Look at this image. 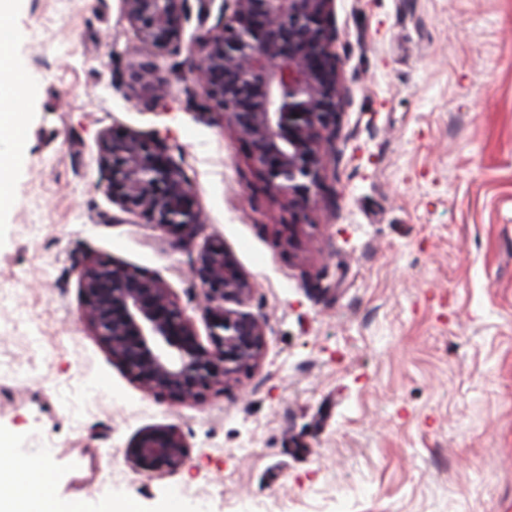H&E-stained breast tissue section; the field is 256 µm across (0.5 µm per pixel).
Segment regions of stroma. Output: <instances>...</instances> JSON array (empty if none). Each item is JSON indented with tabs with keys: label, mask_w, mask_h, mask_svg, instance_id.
<instances>
[{
	"label": "stroma",
	"mask_w": 512,
	"mask_h": 512,
	"mask_svg": "<svg viewBox=\"0 0 512 512\" xmlns=\"http://www.w3.org/2000/svg\"><path fill=\"white\" fill-rule=\"evenodd\" d=\"M23 149L0 210V438L97 512H512V0H333L345 98L321 198H275L206 105L188 50L134 88L120 0H18ZM166 137L204 214L181 239L101 190L106 128ZM335 195V208L323 199ZM221 238L265 323L259 365L183 405L143 391L78 320L87 256L164 276ZM177 426L181 470L123 450Z\"/></svg>",
	"instance_id": "obj_1"
}]
</instances>
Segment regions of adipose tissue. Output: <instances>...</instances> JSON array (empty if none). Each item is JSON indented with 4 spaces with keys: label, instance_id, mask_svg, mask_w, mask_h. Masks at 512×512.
I'll use <instances>...</instances> for the list:
<instances>
[{
    "label": "adipose tissue",
    "instance_id": "1",
    "mask_svg": "<svg viewBox=\"0 0 512 512\" xmlns=\"http://www.w3.org/2000/svg\"><path fill=\"white\" fill-rule=\"evenodd\" d=\"M15 7V0H0V207H8L7 173L15 159V139L20 133V117L15 110L16 91L24 75L7 52L14 32L3 21ZM29 464L17 449L0 447V512H68V503L57 500L49 481L31 487Z\"/></svg>",
    "mask_w": 512,
    "mask_h": 512
}]
</instances>
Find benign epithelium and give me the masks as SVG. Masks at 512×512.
Wrapping results in <instances>:
<instances>
[{
    "label": "benign epithelium",
    "instance_id": "1",
    "mask_svg": "<svg viewBox=\"0 0 512 512\" xmlns=\"http://www.w3.org/2000/svg\"><path fill=\"white\" fill-rule=\"evenodd\" d=\"M142 58L135 78L162 104L167 85L155 56L178 51L189 0H120ZM198 33L191 51L203 92L224 124L250 147L253 166L269 190L290 206H307L321 188L333 145L336 109L344 97L332 49V0H221L217 23L207 21L214 0H197ZM103 192L122 211L185 237L202 223L198 203L167 143L132 132L104 130ZM194 320L157 273L88 257L79 271L80 319L145 392L194 404L224 392L229 378L256 367L265 345L257 316L230 308L244 304L253 286L218 239L199 250L191 268ZM189 458L174 426L142 431L125 450L131 469L151 477L177 472Z\"/></svg>",
    "mask_w": 512,
    "mask_h": 512
}]
</instances>
